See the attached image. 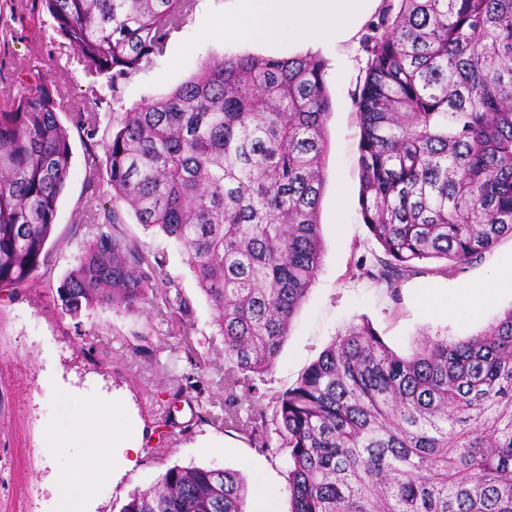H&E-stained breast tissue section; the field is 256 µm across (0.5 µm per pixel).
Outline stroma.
Here are the masks:
<instances>
[{"label":"stroma","instance_id":"35a3bbf8","mask_svg":"<svg viewBox=\"0 0 512 512\" xmlns=\"http://www.w3.org/2000/svg\"><path fill=\"white\" fill-rule=\"evenodd\" d=\"M227 7L228 0H196L165 55L121 86L123 107L166 96L211 57L287 56L284 46L224 41L219 31ZM309 51L327 63L334 102L319 207L324 258L275 367L259 384L269 396L291 387L349 325L370 322L388 346L403 353L424 334L451 339L476 334L512 307V279L501 273L512 260L510 236L451 276L425 274L403 282L395 298L356 276V261L375 246L360 214V131L353 104L368 55L359 37ZM33 72L56 93L61 121L82 108L99 109L111 119V92L84 77L49 15L37 13L33 0H0V90H17ZM99 94L104 101L97 106L93 100ZM70 143V175L42 264L25 286L0 292V512H69L80 502L87 512H119L130 493L148 489L176 464L237 471L248 494L263 493L274 512H290L287 455L258 452L248 436L224 430V339L209 302L182 253L170 239L139 224L128 205L119 204L122 222L114 231L147 260H162L161 279L190 299L189 336H180L154 304L137 312L98 310L77 320L61 315L55 289L95 233L81 219L88 196L85 146L75 131ZM468 288L491 292L488 303L469 316L424 302L436 292L460 305ZM140 333L148 336V350L138 355ZM113 396L126 402L137 421L141 451L134 466L101 470L96 496L88 502L76 451L51 447V429L61 414L80 417ZM63 479L69 484L65 498L58 492Z\"/></svg>","mask_w":512,"mask_h":512}]
</instances>
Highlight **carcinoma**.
<instances>
[{
    "instance_id": "obj_1",
    "label": "carcinoma",
    "mask_w": 512,
    "mask_h": 512,
    "mask_svg": "<svg viewBox=\"0 0 512 512\" xmlns=\"http://www.w3.org/2000/svg\"><path fill=\"white\" fill-rule=\"evenodd\" d=\"M195 0H38L85 75L120 87L165 54ZM363 41L359 204L379 250L355 263L392 296L448 277L512 236V0H383ZM318 55L209 58L168 96L73 112L86 145L87 240L56 288L61 313L138 311L164 298L188 336L190 302L112 227V202L182 250L224 337V431L288 456L291 512H512V307L467 338L392 351L369 323L340 333L243 418L238 393L275 366L323 259L318 222L332 101ZM39 75L0 100V291L39 269L71 164L69 130ZM444 259L426 268L420 263ZM228 469L165 470L119 512H246Z\"/></svg>"
}]
</instances>
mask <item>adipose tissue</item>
Instances as JSON below:
<instances>
[{
    "instance_id": "adipose-tissue-1",
    "label": "adipose tissue",
    "mask_w": 512,
    "mask_h": 512,
    "mask_svg": "<svg viewBox=\"0 0 512 512\" xmlns=\"http://www.w3.org/2000/svg\"><path fill=\"white\" fill-rule=\"evenodd\" d=\"M224 14V36L276 45L283 42L350 41L380 0H231ZM54 445L84 448L85 491L94 494L102 450L118 453L122 466L134 465L140 440L125 403L117 398L97 403L81 419L61 416Z\"/></svg>"
}]
</instances>
